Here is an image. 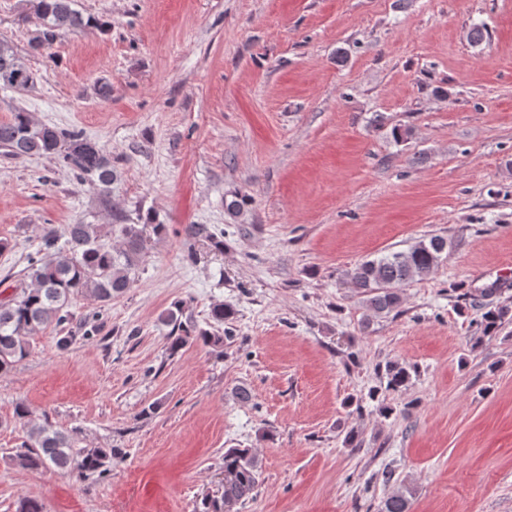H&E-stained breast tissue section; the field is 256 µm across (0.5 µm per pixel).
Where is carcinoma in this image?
<instances>
[{"label":"carcinoma","instance_id":"carcinoma-1","mask_svg":"<svg viewBox=\"0 0 512 512\" xmlns=\"http://www.w3.org/2000/svg\"><path fill=\"white\" fill-rule=\"evenodd\" d=\"M73 0H38L42 28L33 38L36 50L51 47L68 31L102 29L106 24L92 16H83L72 8ZM34 83L29 67L16 56L6 40H0V87L22 91ZM0 148L15 159L32 155H55L80 182L107 194L116 178L112 157L98 144L76 131L37 124L30 113L18 109L11 120L0 123ZM144 225H121V248L112 252L98 243L97 224H68L66 249L56 250L55 231L43 237L45 255L30 259L27 277L32 287L20 295L0 302V374L9 371L28 354V338L55 323L68 321L69 306L78 297H90L109 303L129 288V270L136 266L144 248ZM448 250V239L435 235L405 252H392L365 260L347 273L353 287L366 296L367 306L376 313L388 314L402 302L400 288L428 276ZM183 305L177 301L165 315L176 336L169 350L174 354L189 343L202 342L219 349L224 338L206 329L189 327L179 320ZM509 309L498 307L482 314L484 329H496ZM388 385L397 389L406 385L410 372L404 366L391 365ZM24 450L14 455L17 465L26 469L64 470L78 478L103 475L112 457V449L93 448L75 455L70 438L46 422L32 424ZM258 463L247 448H229L224 452V491L205 495L197 512H229L234 505L251 497L257 484ZM410 491L402 487L381 505L380 512H408Z\"/></svg>","mask_w":512,"mask_h":512}]
</instances>
